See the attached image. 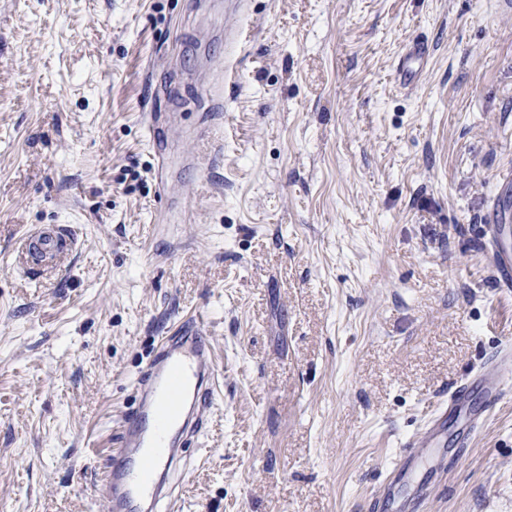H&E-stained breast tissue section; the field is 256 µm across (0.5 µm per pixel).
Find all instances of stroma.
<instances>
[{"instance_id":"stroma-1","label":"stroma","mask_w":512,"mask_h":512,"mask_svg":"<svg viewBox=\"0 0 512 512\" xmlns=\"http://www.w3.org/2000/svg\"><path fill=\"white\" fill-rule=\"evenodd\" d=\"M510 173L502 0H0V512H106L136 381L195 319L217 392L177 512H366L512 337L475 233ZM62 222L59 269L20 268ZM468 409L424 512H512V395ZM425 57L424 45L420 42L413 44V47L399 63L397 76L400 83L407 85L417 78L424 65ZM77 237L66 225L49 230H36L22 239L21 254L26 264L54 269L67 252L76 249Z\"/></svg>"}]
</instances>
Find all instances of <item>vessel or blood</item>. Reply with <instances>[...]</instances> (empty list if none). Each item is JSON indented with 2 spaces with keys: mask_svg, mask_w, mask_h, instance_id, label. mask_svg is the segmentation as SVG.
<instances>
[{
  "mask_svg": "<svg viewBox=\"0 0 512 512\" xmlns=\"http://www.w3.org/2000/svg\"><path fill=\"white\" fill-rule=\"evenodd\" d=\"M426 52L415 43L400 61V83L410 84L419 75ZM479 239L491 250L500 287L512 288V251L499 245L498 228L483 225ZM77 237L68 226L37 230L22 239L26 264L43 269L57 267L67 252L76 249ZM212 346L198 325L168 336L152 359L138 386L140 401L122 420L119 450L110 459L104 477L108 512H151L171 500L173 476L180 464L176 453L178 433L196 434L208 422L213 400ZM480 387L489 405H496L512 390V344L453 386L446 400L437 403L428 417L429 428L421 443L402 449L388 476L373 491L367 512H420L429 489L419 484L413 494L398 498L396 489L405 475L434 450L472 387Z\"/></svg>",
  "mask_w": 512,
  "mask_h": 512,
  "instance_id": "vessel-or-blood-1",
  "label": "vessel or blood"
}]
</instances>
